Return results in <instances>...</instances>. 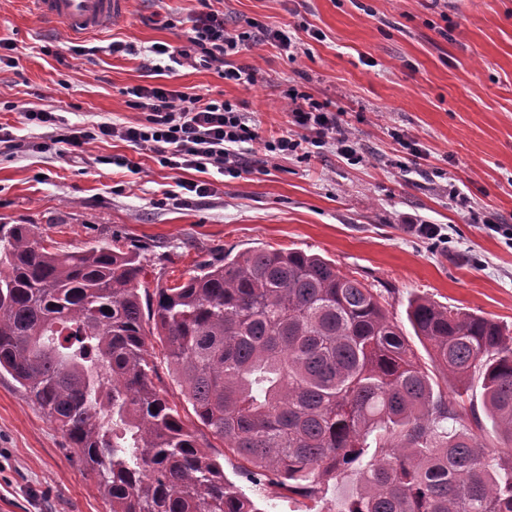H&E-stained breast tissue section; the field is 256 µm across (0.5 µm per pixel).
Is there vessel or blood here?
Returning a JSON list of instances; mask_svg holds the SVG:
<instances>
[{"mask_svg":"<svg viewBox=\"0 0 512 512\" xmlns=\"http://www.w3.org/2000/svg\"><path fill=\"white\" fill-rule=\"evenodd\" d=\"M45 20L58 22L70 34L80 35L111 26L126 16L129 0H33Z\"/></svg>","mask_w":512,"mask_h":512,"instance_id":"vessel-or-blood-1","label":"vessel or blood"}]
</instances>
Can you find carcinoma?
<instances>
[{
  "label": "carcinoma",
  "instance_id": "cac0c4a2",
  "mask_svg": "<svg viewBox=\"0 0 512 512\" xmlns=\"http://www.w3.org/2000/svg\"><path fill=\"white\" fill-rule=\"evenodd\" d=\"M144 275L136 253L61 250L36 224H0V370L112 512H260L154 383L149 323L184 402L247 473L317 503L353 470L343 512H512V332L499 323L409 299L430 369L381 295L317 254H226L151 295ZM476 381L499 448L463 400Z\"/></svg>",
  "mask_w": 512,
  "mask_h": 512
}]
</instances>
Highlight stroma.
<instances>
[{
  "mask_svg": "<svg viewBox=\"0 0 512 512\" xmlns=\"http://www.w3.org/2000/svg\"><path fill=\"white\" fill-rule=\"evenodd\" d=\"M229 30L260 23L298 37L295 55L249 45L232 60L259 67L252 87L216 68L187 64L149 74L143 51L186 45L198 0H129L126 19L83 35L40 18L30 0H0V125L21 146L0 154V224H37L49 244L76 249L103 241L145 258L147 288L173 285L195 265L247 248L299 249L336 263L380 292L398 320L409 298L484 314L512 329V241L484 218L512 225V0H219ZM134 45L113 54L111 42ZM220 98L250 114L260 139L285 132L289 88L338 103L364 152L353 165L334 147L312 148L240 175L174 171L144 149L95 138L82 158L50 143L24 108L93 128L143 122L128 105L140 85ZM420 142L419 165L391 136ZM124 156L136 171L98 164ZM207 180L216 193L170 200L177 181ZM468 198L461 207L448 185ZM440 225L445 241L411 230ZM225 477L261 512H308L306 500L255 482L237 456L211 440ZM0 512H110L66 440L0 374Z\"/></svg>",
  "mask_w": 512,
  "mask_h": 512,
  "instance_id": "1",
  "label": "stroma"
}]
</instances>
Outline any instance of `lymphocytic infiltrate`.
<instances>
[{
    "label": "lymphocytic infiltrate",
    "instance_id": "obj_1",
    "mask_svg": "<svg viewBox=\"0 0 512 512\" xmlns=\"http://www.w3.org/2000/svg\"><path fill=\"white\" fill-rule=\"evenodd\" d=\"M201 9L192 17V35L189 45L180 50L156 43L150 48L151 59L144 66L156 71L152 59L167 58L176 65L199 61L221 69L225 80L246 87L256 85L262 78L260 69L234 65L230 57L241 45L252 41L271 43L288 51L296 46L295 38L286 30L257 27L256 31L235 33L224 25L223 12L213 9L210 0H200ZM135 109L145 112L144 123L123 125L103 122L95 132L76 125L60 126L57 116L45 109L27 108L28 122L53 128L54 142L65 144L69 153H84L91 136L117 138L139 149L153 153L158 162L169 169H194L206 172L216 168L218 173L236 174L253 162V144L258 133L247 113L235 105L196 93L170 90L164 86L148 85L133 88ZM292 106L288 112L290 125L301 129V136L285 133L264 141L262 155L270 162L302 150L303 146H333L338 156L358 164L364 156L357 141L344 122L346 110L342 106L320 104L301 97L296 89H289Z\"/></svg>",
    "mask_w": 512,
    "mask_h": 512
}]
</instances>
